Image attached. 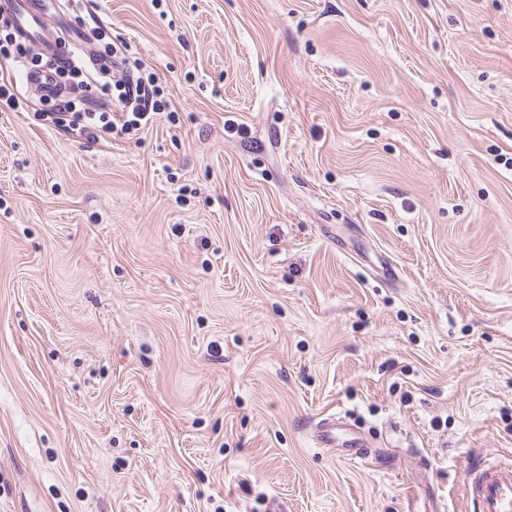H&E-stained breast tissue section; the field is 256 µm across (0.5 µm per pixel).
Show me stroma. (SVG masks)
<instances>
[{
	"label": "stroma",
	"mask_w": 512,
	"mask_h": 512,
	"mask_svg": "<svg viewBox=\"0 0 512 512\" xmlns=\"http://www.w3.org/2000/svg\"><path fill=\"white\" fill-rule=\"evenodd\" d=\"M84 8L167 107L0 112V512H471L512 460V0ZM128 51L126 44L120 43L118 46L113 41L110 63L112 70L121 72V77L115 79L113 74L112 85L97 81L99 74L108 71L107 65L97 67L99 62L73 54L71 61L56 72H71L83 76L85 80L82 82L88 86L84 99L80 104L61 100L45 112L34 113L59 131L93 141L105 138L112 142V138H123L134 129L153 125L161 114L159 101L156 99L158 86L155 83V74L143 77L141 71L145 64L141 59L127 53ZM111 87L119 92L117 99L112 101L113 106L120 108L121 117L118 121L110 119L107 112H99L100 106L95 105L98 94H106L105 91ZM340 432H348L351 438L348 439L349 452L348 456L353 459H365L369 454V448H365L363 440L356 436L350 428L346 427V423L342 417L332 415L329 418L318 422L314 429V437L316 442L323 448H334L336 445L337 435Z\"/></svg>",
	"instance_id": "35a3bbf8"
}]
</instances>
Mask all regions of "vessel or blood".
<instances>
[{
  "label": "vessel or blood",
  "mask_w": 512,
  "mask_h": 512,
  "mask_svg": "<svg viewBox=\"0 0 512 512\" xmlns=\"http://www.w3.org/2000/svg\"><path fill=\"white\" fill-rule=\"evenodd\" d=\"M50 0H0V13L9 15L16 34L43 54L66 62L70 46L84 38L81 29H74L67 38H60L56 27L46 21ZM342 418L332 416L318 422L314 429L316 442L325 448L334 447L337 435L345 431ZM472 512H512V465H475L466 474Z\"/></svg>",
  "instance_id": "vessel-or-blood-1"
}]
</instances>
